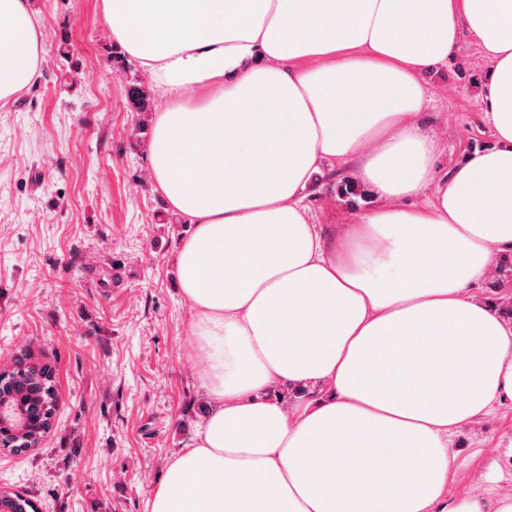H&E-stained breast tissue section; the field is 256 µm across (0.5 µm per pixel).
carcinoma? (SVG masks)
<instances>
[{
  "instance_id": "carcinoma-1",
  "label": "carcinoma",
  "mask_w": 512,
  "mask_h": 512,
  "mask_svg": "<svg viewBox=\"0 0 512 512\" xmlns=\"http://www.w3.org/2000/svg\"><path fill=\"white\" fill-rule=\"evenodd\" d=\"M512 282V255L497 264L490 287L499 290ZM0 415L13 419L25 413L33 419V443L39 445L50 432L58 410L55 372L26 349L19 350L8 366L0 368Z\"/></svg>"
}]
</instances>
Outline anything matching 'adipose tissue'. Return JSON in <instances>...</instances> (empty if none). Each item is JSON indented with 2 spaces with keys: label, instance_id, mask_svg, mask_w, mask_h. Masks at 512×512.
I'll use <instances>...</instances> for the list:
<instances>
[{
  "label": "adipose tissue",
  "instance_id": "obj_1",
  "mask_svg": "<svg viewBox=\"0 0 512 512\" xmlns=\"http://www.w3.org/2000/svg\"><path fill=\"white\" fill-rule=\"evenodd\" d=\"M164 97L147 143L208 408L149 512H512L449 500V438L512 404V321L476 297L512 250V0H100ZM33 0H0V102L35 76ZM491 63L493 149L439 174L423 76ZM207 96L198 101L194 92ZM377 197L338 240L323 165Z\"/></svg>",
  "mask_w": 512,
  "mask_h": 512
}]
</instances>
